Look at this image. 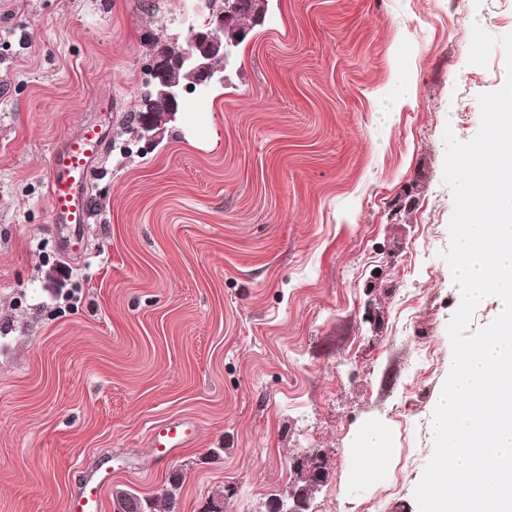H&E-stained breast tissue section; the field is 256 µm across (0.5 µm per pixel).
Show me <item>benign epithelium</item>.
<instances>
[{"instance_id":"7a95c632","label":"benign epithelium","mask_w":512,"mask_h":512,"mask_svg":"<svg viewBox=\"0 0 512 512\" xmlns=\"http://www.w3.org/2000/svg\"><path fill=\"white\" fill-rule=\"evenodd\" d=\"M236 14L214 12L209 25L190 31L185 47L173 51L170 46H158L152 59L151 93L165 100L172 112L183 107V93L205 88L223 77L216 68V58L224 56V41L218 34L230 27H238ZM142 135L153 140L160 135L161 122L146 114L140 121Z\"/></svg>"}]
</instances>
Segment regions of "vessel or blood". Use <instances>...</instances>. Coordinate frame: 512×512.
Listing matches in <instances>:
<instances>
[{"label":"vessel or blood","instance_id":"vessel-or-blood-1","mask_svg":"<svg viewBox=\"0 0 512 512\" xmlns=\"http://www.w3.org/2000/svg\"><path fill=\"white\" fill-rule=\"evenodd\" d=\"M103 141L100 130L87 126L52 149L47 188L53 223L77 226L89 223L92 217L90 179ZM196 435L197 426L189 418L156 422L148 433L152 448L161 456L188 447ZM107 479V474L101 473L85 481L81 492L69 500L67 512H99L101 490Z\"/></svg>","mask_w":512,"mask_h":512}]
</instances>
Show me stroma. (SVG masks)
Returning <instances> with one entry per match:
<instances>
[{"instance_id":"obj_1","label":"stroma","mask_w":512,"mask_h":512,"mask_svg":"<svg viewBox=\"0 0 512 512\" xmlns=\"http://www.w3.org/2000/svg\"><path fill=\"white\" fill-rule=\"evenodd\" d=\"M197 0H0V512H64L105 469L175 512H265L320 449L311 512H417L461 293L441 254L453 197L443 133L480 126L505 54L461 69L473 24L512 0H268L204 120L138 136L155 42L205 25ZM414 88L399 104V85ZM105 134L81 250L51 221L49 156ZM390 480L346 478L368 417ZM196 441L160 458L148 430ZM197 435L196 423L190 418H171L156 422L149 430L152 448L159 456H168L178 448L191 445Z\"/></svg>"}]
</instances>
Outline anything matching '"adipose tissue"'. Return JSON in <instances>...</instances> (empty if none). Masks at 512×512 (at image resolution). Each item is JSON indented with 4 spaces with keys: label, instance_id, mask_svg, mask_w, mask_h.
I'll use <instances>...</instances> for the list:
<instances>
[{
    "label": "adipose tissue",
    "instance_id": "adipose-tissue-1",
    "mask_svg": "<svg viewBox=\"0 0 512 512\" xmlns=\"http://www.w3.org/2000/svg\"><path fill=\"white\" fill-rule=\"evenodd\" d=\"M349 453L351 480L371 483L387 480L397 457L388 423L374 417L360 424L350 438Z\"/></svg>",
    "mask_w": 512,
    "mask_h": 512
}]
</instances>
